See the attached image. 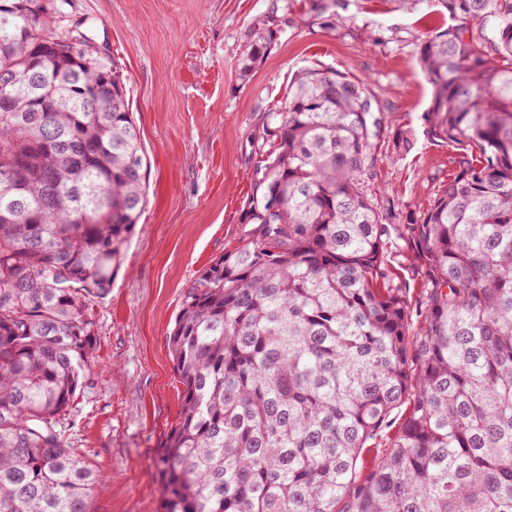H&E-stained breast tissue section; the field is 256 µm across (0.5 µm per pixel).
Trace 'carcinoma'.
<instances>
[{
	"instance_id": "obj_1",
	"label": "carcinoma",
	"mask_w": 512,
	"mask_h": 512,
	"mask_svg": "<svg viewBox=\"0 0 512 512\" xmlns=\"http://www.w3.org/2000/svg\"><path fill=\"white\" fill-rule=\"evenodd\" d=\"M0 512H90L97 472L65 444L106 297L145 207L123 68L45 61L57 16L0 0ZM424 38L426 134L456 169L408 224L366 189L386 130L360 78L300 71L253 135L247 227L169 332L182 408L162 512H512V0H442ZM255 20L247 78L280 28ZM393 153L409 132L388 136ZM404 243L420 320L395 282ZM405 416L370 448L400 407Z\"/></svg>"
}]
</instances>
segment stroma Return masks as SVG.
<instances>
[{
	"instance_id": "obj_1",
	"label": "stroma",
	"mask_w": 512,
	"mask_h": 512,
	"mask_svg": "<svg viewBox=\"0 0 512 512\" xmlns=\"http://www.w3.org/2000/svg\"><path fill=\"white\" fill-rule=\"evenodd\" d=\"M62 8L123 67L148 162L147 201L106 298L92 304L94 353L65 434L104 489L90 512H161L158 457L182 408L168 336L184 291L236 245L260 159L252 136L288 83L318 64L364 80L387 124L413 149L383 153L370 180L409 223L456 165L425 133L431 87L425 36L450 18L439 0H41ZM348 18L317 24L316 8ZM278 11L281 32L248 79L239 60L254 20Z\"/></svg>"
}]
</instances>
